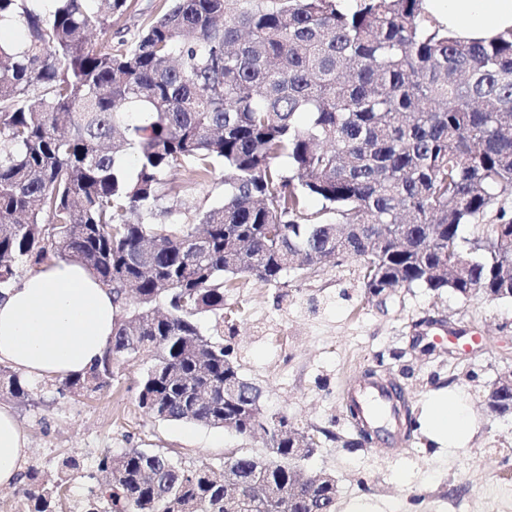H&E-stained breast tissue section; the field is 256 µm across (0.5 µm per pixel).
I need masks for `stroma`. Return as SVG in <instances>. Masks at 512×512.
Here are the masks:
<instances>
[{"label":"stroma","instance_id":"35a3bbf8","mask_svg":"<svg viewBox=\"0 0 512 512\" xmlns=\"http://www.w3.org/2000/svg\"><path fill=\"white\" fill-rule=\"evenodd\" d=\"M224 308L222 320L199 316L201 333L230 347L241 374L262 388L266 409L302 430L356 436L345 393L370 369L397 385L415 418L436 391L464 395L474 432L461 448L437 452L417 430L404 433V449L393 455L383 437L356 449L322 442L300 467L334 478L336 512H453L456 503L460 512H512V414L485 404L488 387L512 374V301L420 286L372 297L359 261L338 257L277 285L238 279ZM146 369L117 362L110 387L91 397L55 378L26 405L0 396L29 436L26 467L48 478L63 458L80 461L68 512H79L107 450L160 449L193 468L221 467L234 448L262 455L260 439L145 415L137 384Z\"/></svg>","mask_w":512,"mask_h":512}]
</instances>
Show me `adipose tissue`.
I'll return each mask as SVG.
<instances>
[{"mask_svg": "<svg viewBox=\"0 0 512 512\" xmlns=\"http://www.w3.org/2000/svg\"><path fill=\"white\" fill-rule=\"evenodd\" d=\"M425 12L465 42L488 41L512 29V0H424ZM119 303L84 266L52 260L31 269L0 295V362L30 378L68 377L100 360L112 339ZM419 425L430 443L468 442L472 417L457 393L436 394ZM29 438L0 408V488L20 483Z\"/></svg>", "mask_w": 512, "mask_h": 512, "instance_id": "ef3b65f1", "label": "adipose tissue"}]
</instances>
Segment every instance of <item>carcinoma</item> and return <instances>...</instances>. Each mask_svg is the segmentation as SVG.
<instances>
[{"label": "carcinoma", "mask_w": 512, "mask_h": 512, "mask_svg": "<svg viewBox=\"0 0 512 512\" xmlns=\"http://www.w3.org/2000/svg\"><path fill=\"white\" fill-rule=\"evenodd\" d=\"M0 0V290L52 260L84 265L122 310L102 360L62 388H108L119 359L150 362L151 417L262 435L283 461L320 437L279 413L195 317H224L239 277L269 284L333 256L361 264L365 291L423 286L512 300V209L472 239L464 227L512 195V31L453 37L423 0H164L136 30L131 0ZM107 35L94 45L89 31ZM222 168V202L183 219L181 198ZM323 202L307 213V201ZM164 299L167 313L157 311ZM243 390L224 397V383ZM42 382L0 366L19 401ZM34 469L26 512H60L71 473ZM82 512H226L288 489L272 512H309L336 485L296 468L269 476L238 453L220 471L160 451L106 454Z\"/></svg>", "instance_id": "cac0c4a2"}]
</instances>
